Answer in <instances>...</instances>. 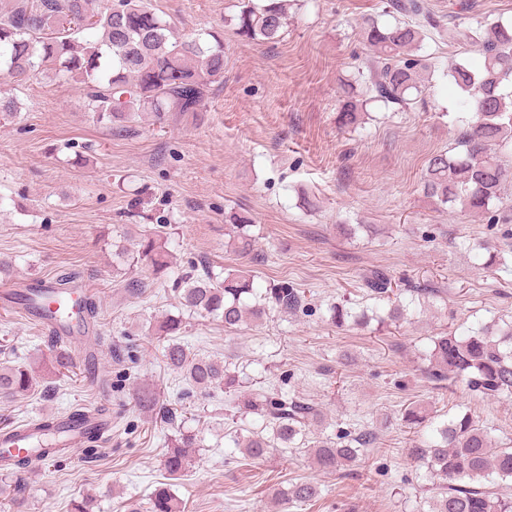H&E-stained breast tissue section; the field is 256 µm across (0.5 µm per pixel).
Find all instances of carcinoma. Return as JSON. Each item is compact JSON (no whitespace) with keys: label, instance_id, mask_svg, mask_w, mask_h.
<instances>
[{"label":"carcinoma","instance_id":"carcinoma-1","mask_svg":"<svg viewBox=\"0 0 512 512\" xmlns=\"http://www.w3.org/2000/svg\"><path fill=\"white\" fill-rule=\"evenodd\" d=\"M388 7L403 20L381 27L372 17L364 19L362 31L373 51L374 80L370 96L355 94L347 84V100L339 112L342 128L360 124L371 104H408L413 92L425 86L432 63L414 57L426 34L444 43L476 47L481 63L475 67L463 57L448 65V76L461 93L458 122L462 132L457 151L432 154L425 165L422 190L441 205L487 213L503 200L512 186V24L492 23L485 34L460 23L446 26L425 5V0H390ZM288 20V0H238L237 11L224 18L245 39L274 43ZM94 30V40L83 33ZM0 76L5 79H49L79 86L87 106L121 132L141 112L162 119L166 112H197L212 84L224 77V42L203 30L180 36L175 23L166 19L149 0H0ZM224 235L228 245L242 255L254 250L248 218L236 211L224 213ZM163 226L144 231L137 254L156 271L167 266ZM254 275L227 270L224 277L187 272L175 281L180 305L201 316L224 321L236 328L249 319L259 320L267 312L295 313L303 307L304 292L282 281L258 295ZM372 298L387 301L386 316L379 323L405 318L407 305L394 296L392 281L382 271L366 279ZM255 302H246L248 298ZM331 321L338 328L348 322L365 324L368 316H357L344 305L331 307ZM181 320L168 317L157 327L163 337L164 360L182 373L191 392L206 394L216 388L228 390L240 384L238 372L221 359L192 354L177 336ZM424 373L438 384L462 383L486 399L512 398V321L497 328L479 325L462 333L430 337L423 354ZM55 373L65 375L74 367L63 348L54 352ZM34 378L19 367L0 365V402L25 395ZM240 414L260 415L263 430L251 432L237 447L250 459H265L276 451L304 445L306 428L317 415L314 404L285 392H255L229 402ZM403 421L416 430L409 448L413 463L436 479L428 497L427 512H512V496L494 492L486 483L512 482V446L498 444L496 428L476 423L469 414H459L437 424L421 405L404 409ZM42 446L35 453L14 454L0 450V471L18 476L36 469L39 462L59 457L67 449L57 445L56 417L36 421ZM103 437L96 428L84 432L82 444L90 459L97 457ZM372 441L364 432L336 445L329 439L315 442L311 455L316 467L333 473L357 462ZM198 447L196 435L178 431L168 439L163 466L169 478L186 470L189 449ZM321 497L318 483L301 480L276 493L279 504L291 509ZM147 512H181V503L170 484L161 482L151 493Z\"/></svg>","mask_w":512,"mask_h":512}]
</instances>
